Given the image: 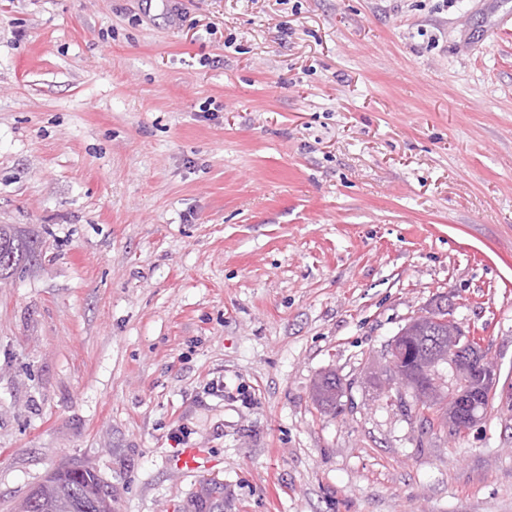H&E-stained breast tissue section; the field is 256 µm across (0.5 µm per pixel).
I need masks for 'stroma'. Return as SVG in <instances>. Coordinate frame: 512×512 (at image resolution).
Wrapping results in <instances>:
<instances>
[{
    "label": "stroma",
    "instance_id": "stroma-1",
    "mask_svg": "<svg viewBox=\"0 0 512 512\" xmlns=\"http://www.w3.org/2000/svg\"><path fill=\"white\" fill-rule=\"evenodd\" d=\"M512 0H0V512H512ZM441 306L499 371L389 394ZM335 411L312 399L322 374ZM204 464L176 466L182 449ZM34 251L27 242L18 239L5 226H0V279L7 276L22 262L33 257ZM405 330H401L390 342L388 347V361L398 384L397 395L402 396L405 389H411L416 401V408L421 409L427 403L425 396L427 387L431 381L429 373H420L417 368L420 355L415 354L412 340L414 336H448V325L437 324L431 329H417L414 336H405ZM448 381L446 376L445 379L435 387L437 396H446L448 393V406H453L456 410L454 416H448V432L454 434L456 432H467L481 420L485 412L478 414L472 410H463L465 407L463 391H459L458 387L448 389ZM101 481L102 479L89 467L80 475H74L73 471L63 470L62 467L42 483H50L53 486L44 491L39 501L30 505V512H73L71 509L74 504L82 501L92 506V502L97 501L93 489L98 487ZM212 492H218L217 496H213L212 494H205L201 492L198 496H196L195 500H191L190 506H186L185 504L177 503L175 504V512H223L224 511V488L222 487H214ZM211 492V493H212ZM194 510H189V508Z\"/></svg>",
    "mask_w": 512,
    "mask_h": 512
}]
</instances>
